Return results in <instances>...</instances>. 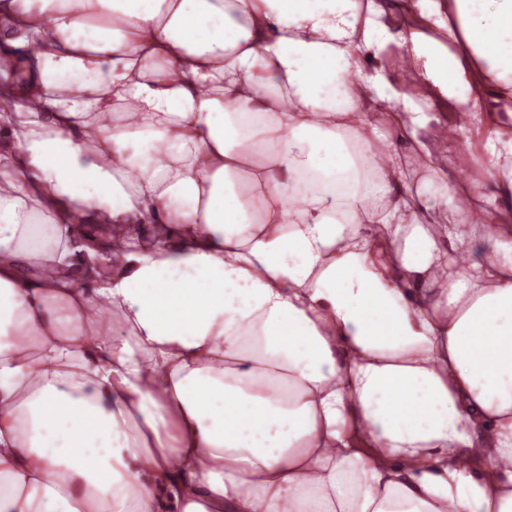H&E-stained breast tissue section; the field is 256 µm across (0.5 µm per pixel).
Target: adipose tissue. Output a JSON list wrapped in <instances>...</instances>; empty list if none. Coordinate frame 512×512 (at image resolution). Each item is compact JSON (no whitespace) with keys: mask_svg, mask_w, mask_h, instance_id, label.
Here are the masks:
<instances>
[{"mask_svg":"<svg viewBox=\"0 0 512 512\" xmlns=\"http://www.w3.org/2000/svg\"><path fill=\"white\" fill-rule=\"evenodd\" d=\"M407 8L0 0V512H512V227L447 215L512 0Z\"/></svg>","mask_w":512,"mask_h":512,"instance_id":"ef3b65f1","label":"adipose tissue"}]
</instances>
